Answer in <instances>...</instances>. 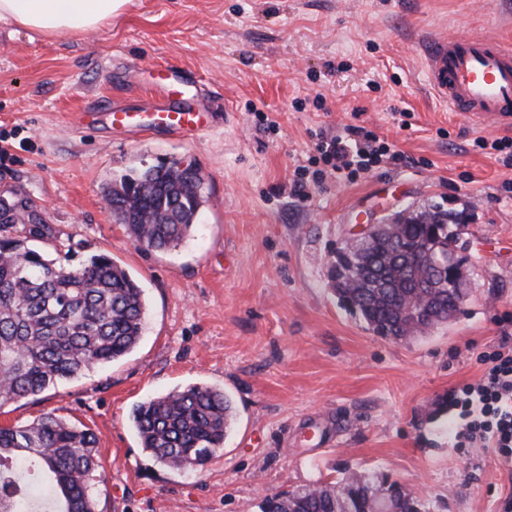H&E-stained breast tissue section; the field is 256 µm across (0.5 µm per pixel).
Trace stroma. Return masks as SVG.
I'll list each match as a JSON object with an SVG mask.
<instances>
[{
  "label": "stroma",
  "mask_w": 512,
  "mask_h": 512,
  "mask_svg": "<svg viewBox=\"0 0 512 512\" xmlns=\"http://www.w3.org/2000/svg\"><path fill=\"white\" fill-rule=\"evenodd\" d=\"M466 31L512 39V0H132L98 33L54 38L0 22V197L17 202L15 219L41 212L73 263L112 256L148 307L129 355L1 406L0 425L51 412L90 428L106 472L98 512H259L265 495L350 471L414 489L426 512H497L512 463L449 447L435 413L512 336V169L474 145L512 129L468 123L425 76L432 39ZM167 64L199 74L217 114L205 134L70 121L114 101L137 109V80ZM348 125L406 163L294 194L319 132ZM174 161L201 169L203 214L177 248L138 249L105 192ZM433 206L465 221L470 296L427 335L381 337L341 305L329 263L352 225ZM195 384L224 389L236 420L203 468L172 470L143 450L130 416Z\"/></svg>",
  "instance_id": "stroma-1"
}]
</instances>
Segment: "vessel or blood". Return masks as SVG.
I'll return each mask as SVG.
<instances>
[{
    "instance_id": "1",
    "label": "vessel or blood",
    "mask_w": 512,
    "mask_h": 512,
    "mask_svg": "<svg viewBox=\"0 0 512 512\" xmlns=\"http://www.w3.org/2000/svg\"><path fill=\"white\" fill-rule=\"evenodd\" d=\"M427 82L450 111L475 124L512 121V42L477 33L435 40L426 59ZM198 76L190 70H158L143 86L147 107L129 112L113 107L112 131L193 137L211 127L210 113L197 100Z\"/></svg>"
}]
</instances>
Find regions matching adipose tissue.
I'll list each match as a JSON object with an SVG mask.
<instances>
[{
    "instance_id": "obj_1",
    "label": "adipose tissue",
    "mask_w": 512,
    "mask_h": 512,
    "mask_svg": "<svg viewBox=\"0 0 512 512\" xmlns=\"http://www.w3.org/2000/svg\"><path fill=\"white\" fill-rule=\"evenodd\" d=\"M129 0H0V20L46 37L93 34Z\"/></svg>"
}]
</instances>
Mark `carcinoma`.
I'll list each match as a JSON object with an SVG mask.
<instances>
[{"mask_svg": "<svg viewBox=\"0 0 512 512\" xmlns=\"http://www.w3.org/2000/svg\"><path fill=\"white\" fill-rule=\"evenodd\" d=\"M204 179L174 162L133 170L106 192L116 223L146 250L177 247L206 204ZM446 238L460 239L461 223L450 213L430 211ZM434 228L415 219L398 225L396 238L418 245ZM50 238L46 224L18 231L0 221V406L38 395L63 381L129 355L143 336L145 300L138 281L111 256L100 253L72 266L32 245ZM362 299L343 287L340 301L377 335L411 330L402 316L411 288H369ZM434 324L444 323L454 298L443 291L429 299ZM234 407L224 391L193 385L138 405L133 427L142 448L174 469H198L224 446ZM97 438L83 424L52 412L28 424L0 427V512H36L34 498L48 493V512H97L95 486L102 481ZM321 482L265 497L260 512H373L376 495L391 493L398 512H426L421 499L397 483L357 475L340 492Z\"/></svg>", "mask_w": 512, "mask_h": 512, "instance_id": "carcinoma-1", "label": "carcinoma"}]
</instances>
